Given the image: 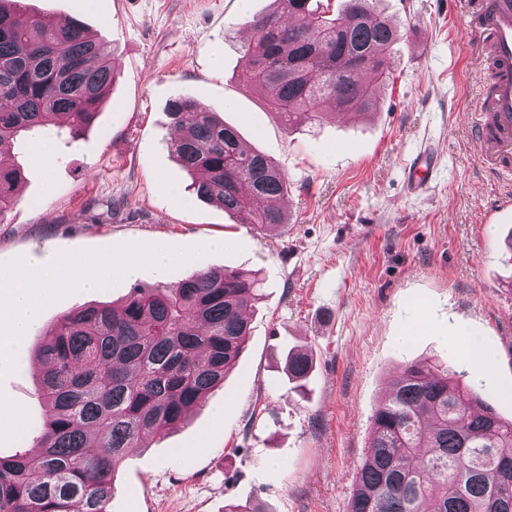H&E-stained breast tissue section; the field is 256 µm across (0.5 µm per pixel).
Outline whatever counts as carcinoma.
<instances>
[{"instance_id":"carcinoma-1","label":"carcinoma","mask_w":512,"mask_h":512,"mask_svg":"<svg viewBox=\"0 0 512 512\" xmlns=\"http://www.w3.org/2000/svg\"><path fill=\"white\" fill-rule=\"evenodd\" d=\"M247 22L240 80L290 128L319 125L332 105L359 119L393 80L399 30L376 0H273ZM117 80L101 44L78 20L31 15L0 0V156L29 132H80ZM171 143L188 188L240 224L287 223L276 201L288 179L238 131L190 95L168 105ZM20 172L0 164V221L17 202ZM252 271L203 268L161 288L133 287L119 309L63 315L40 346L47 410L29 453L0 457V512H110L128 449L177 428L244 349L260 296ZM309 351L288 353V378L312 369ZM349 512H512V421L480 402L461 375L412 363L375 408Z\"/></svg>"}]
</instances>
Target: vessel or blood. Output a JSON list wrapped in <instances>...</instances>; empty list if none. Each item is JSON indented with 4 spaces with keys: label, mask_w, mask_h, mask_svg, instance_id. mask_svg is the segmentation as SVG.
Returning <instances> with one entry per match:
<instances>
[{
    "label": "vessel or blood",
    "mask_w": 512,
    "mask_h": 512,
    "mask_svg": "<svg viewBox=\"0 0 512 512\" xmlns=\"http://www.w3.org/2000/svg\"><path fill=\"white\" fill-rule=\"evenodd\" d=\"M470 49L488 65L491 81L472 114L471 131L481 158L492 170L512 174V0H492L480 12L465 6Z\"/></svg>",
    "instance_id": "vessel-or-blood-1"
}]
</instances>
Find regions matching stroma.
<instances>
[{"label": "stroma", "mask_w": 512, "mask_h": 512, "mask_svg": "<svg viewBox=\"0 0 512 512\" xmlns=\"http://www.w3.org/2000/svg\"><path fill=\"white\" fill-rule=\"evenodd\" d=\"M30 13L81 19L118 79L75 142L43 159L23 136L9 159L22 197L0 223V305L12 275L61 262L134 261L90 289L59 284L40 323L0 362V456L29 450L45 415L35 350L65 314L121 303L201 268L259 271L262 297L236 368L184 424L130 449L110 512H349L370 417L389 381L434 357L512 419V179L482 168L467 119L485 72L448 0H380L398 26L394 83L366 121L287 129L237 78L252 16L271 0H27ZM188 94L287 176L288 222L234 223L199 201L170 148L168 103ZM435 165L412 183L421 153ZM164 248V271L150 263ZM490 353L469 364L463 341ZM313 355L294 389L288 351Z\"/></svg>", "instance_id": "obj_1"}]
</instances>
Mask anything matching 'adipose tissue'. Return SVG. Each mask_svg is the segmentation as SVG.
Returning a JSON list of instances; mask_svg holds the SVG:
<instances>
[{
	"label": "adipose tissue",
	"instance_id": "ef3b65f1",
	"mask_svg": "<svg viewBox=\"0 0 512 512\" xmlns=\"http://www.w3.org/2000/svg\"><path fill=\"white\" fill-rule=\"evenodd\" d=\"M86 267V262L81 261L70 264L62 274L48 272L36 278L23 274L14 275L6 307L8 333L0 336V352L25 338L29 327L37 321L42 308L63 276L80 278L84 280L86 287H96L98 279L88 275Z\"/></svg>",
	"mask_w": 512,
	"mask_h": 512
}]
</instances>
